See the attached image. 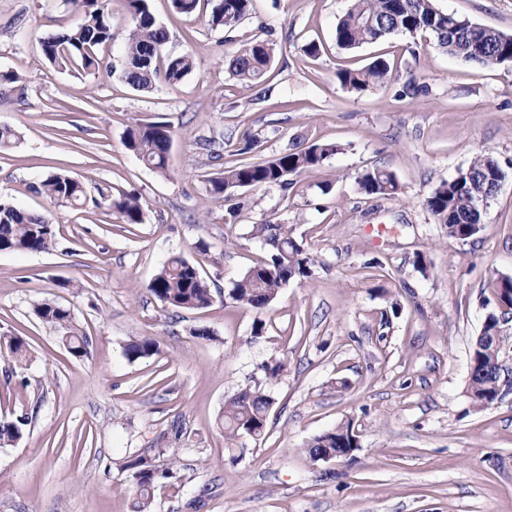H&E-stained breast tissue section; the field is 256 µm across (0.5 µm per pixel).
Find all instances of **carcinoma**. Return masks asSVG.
I'll return each instance as SVG.
<instances>
[{
	"label": "carcinoma",
	"instance_id": "carcinoma-1",
	"mask_svg": "<svg viewBox=\"0 0 512 512\" xmlns=\"http://www.w3.org/2000/svg\"><path fill=\"white\" fill-rule=\"evenodd\" d=\"M113 0H65L78 21L64 32L42 41L44 57L61 70L87 73L105 68L135 89H149L161 82L174 87L194 68L189 53L165 55L167 29L157 23L149 9V0H120L127 25L126 49L123 56L105 62L103 53L112 46ZM208 17L212 27H234L249 14L251 0H213ZM419 31L433 34L436 46L448 54L488 66L506 65L512 61V36L478 26L471 21L438 9L434 0H352V5L335 30L336 45L352 50L375 43L391 34L415 35ZM273 58V48L263 42L246 45L232 59L230 74L239 83L257 87L265 80ZM390 66L377 59L362 69H344L337 73L339 82L354 93H363L384 83ZM173 132L164 123L138 125L127 130L125 145L141 162L158 173H165L172 147ZM338 151L333 143L296 147L261 161H245L224 168L209 178L214 195L231 198L241 188L267 184H288V177L322 167L324 161ZM503 179L499 163L490 156L478 155L466 168L442 181L425 199L424 205L437 223L448 230V236L467 239L474 235V226L481 224L482 211L474 206L476 195L485 191L492 195ZM360 192L368 196H393L399 185L393 174L375 167L356 177ZM38 192L57 206H77L84 197L80 181L63 173L44 179ZM108 207L127 224L142 223L140 198L122 193L110 199ZM251 233L269 246L268 256L251 267L228 293L235 304L258 312L267 309L279 291L290 281L309 274L308 257L295 241L286 224L267 220L252 225ZM56 232L53 222L43 215L0 202V251L41 252L50 248ZM493 295L512 306V278L492 279L488 283ZM148 291L165 305L186 310L208 307L213 300L211 288L201 275L198 265L181 256L171 257L154 276ZM36 315L60 335L62 344L75 358L88 354L89 341L74 323L71 310L52 301L35 307ZM19 364L26 361L28 349L19 336H0V351ZM160 353L159 343L149 337L134 340L125 346L130 360L151 357ZM284 359H273L261 365L265 379L277 380L286 369ZM469 375V394L474 405L484 406L496 401L500 380L483 340L475 342ZM274 399L261 386L241 389L224 404L223 428L227 449L234 450L242 440L262 437L267 428L268 412ZM27 421H0V447L18 442ZM351 423H343L330 434L311 439L305 452L312 458L341 447L344 433ZM165 454L163 448L127 458L120 466L132 486V512H151L154 490L159 485L181 487L174 462L162 465L157 459Z\"/></svg>",
	"mask_w": 512,
	"mask_h": 512
}]
</instances>
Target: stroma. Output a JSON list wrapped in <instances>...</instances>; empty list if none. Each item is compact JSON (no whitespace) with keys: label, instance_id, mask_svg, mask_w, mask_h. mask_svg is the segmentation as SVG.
<instances>
[{"label":"stroma","instance_id":"stroma-1","mask_svg":"<svg viewBox=\"0 0 512 512\" xmlns=\"http://www.w3.org/2000/svg\"><path fill=\"white\" fill-rule=\"evenodd\" d=\"M437 7L512 35V0H436ZM350 0H253L234 30L149 0L169 32L166 53L194 56L178 85L139 91L106 71H62L44 38L75 22L64 0H0V126L18 138L0 152V200L47 215L50 249L0 252V336L18 335L29 360L0 357V420L28 415L22 439L0 448V512H130L125 457L165 449L179 493H154L155 512H512V386L492 404L468 394L472 348L496 312L489 279L512 277V65L482 66L394 34L354 50L335 42ZM274 49L264 83L248 88L228 63L247 43ZM319 47L309 55V43ZM385 59L390 80L362 94L336 77ZM426 84L411 95L410 82ZM173 131L158 174L127 149L128 128ZM223 139L213 158L204 139ZM333 143L317 170L237 190L209 177L238 155L259 161L293 145ZM481 153L505 178L483 229L448 237L424 206L441 182ZM391 172L400 191L360 193L358 173ZM53 173L80 180L87 200L59 207L38 193ZM139 196L143 221L124 223L104 198ZM237 207L229 216V207ZM288 225L312 260L283 288L253 337L252 310L230 303L233 284L266 255L250 235ZM174 255L197 261L212 294L202 310H175L147 286ZM45 300L74 315L90 340L69 355L34 312ZM208 328L210 339L195 338ZM150 337L158 355L128 360ZM274 358L287 369L266 383ZM267 385L264 436L224 448V402ZM352 422L358 447L339 461L304 451Z\"/></svg>","mask_w":512,"mask_h":512}]
</instances>
